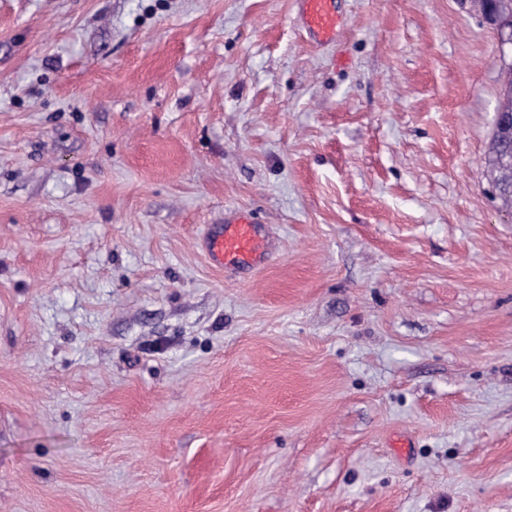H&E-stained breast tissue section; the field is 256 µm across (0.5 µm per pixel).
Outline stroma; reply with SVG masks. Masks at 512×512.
Returning <instances> with one entry per match:
<instances>
[{
    "label": "stroma",
    "instance_id": "1",
    "mask_svg": "<svg viewBox=\"0 0 512 512\" xmlns=\"http://www.w3.org/2000/svg\"><path fill=\"white\" fill-rule=\"evenodd\" d=\"M336 6L0 0V512H512V73L470 0ZM304 27L318 42H327L336 37L342 26V17L336 11L335 0H300ZM491 155L488 161L489 172L494 178L498 190L505 191L511 185L510 176L501 174L500 159L496 155V145L504 166H512V84L509 82L504 90L494 119ZM209 262L218 268L244 271L260 266L268 251L262 226L247 213L224 217V224H209L202 239Z\"/></svg>",
    "mask_w": 512,
    "mask_h": 512
}]
</instances>
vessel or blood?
I'll return each mask as SVG.
<instances>
[{
  "label": "vessel or blood",
  "mask_w": 512,
  "mask_h": 512,
  "mask_svg": "<svg viewBox=\"0 0 512 512\" xmlns=\"http://www.w3.org/2000/svg\"><path fill=\"white\" fill-rule=\"evenodd\" d=\"M300 10L306 30L316 41L335 38L342 25L335 0H300ZM202 248L213 266L244 271L263 263L268 242L261 225L249 214L236 212L223 223L208 225Z\"/></svg>",
  "instance_id": "obj_1"
}]
</instances>
